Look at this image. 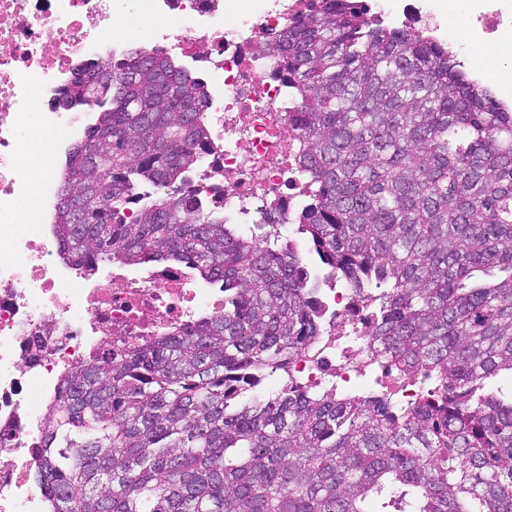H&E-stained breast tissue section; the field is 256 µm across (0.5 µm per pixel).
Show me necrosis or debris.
Here are the masks:
<instances>
[{
    "instance_id": "4bbe7bcc",
    "label": "necrosis or debris",
    "mask_w": 512,
    "mask_h": 512,
    "mask_svg": "<svg viewBox=\"0 0 512 512\" xmlns=\"http://www.w3.org/2000/svg\"><path fill=\"white\" fill-rule=\"evenodd\" d=\"M0 0V512H48L36 476L49 402L66 372L92 354L172 333L224 308L223 289L176 265L86 272L64 259L50 221L66 171L34 178L23 154L37 137L65 151L81 116L61 91L109 56L136 48L197 66L219 87L207 112L213 146L193 176L230 224L266 213L296 215L306 195L308 144L288 122V83L265 43L320 0ZM369 20L444 41L462 59L476 44L512 47V0H464V30L451 34L438 0H357ZM151 29L119 38L141 19ZM320 336L288 363V382L358 394L373 370L386 394L415 405L419 391L370 340L372 317L352 289L321 283ZM353 338L344 346L345 338Z\"/></svg>"
}]
</instances>
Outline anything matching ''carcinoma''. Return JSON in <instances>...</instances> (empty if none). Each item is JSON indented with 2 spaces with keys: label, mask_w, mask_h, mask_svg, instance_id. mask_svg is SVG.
Returning <instances> with one entry per match:
<instances>
[{
  "label": "carcinoma",
  "mask_w": 512,
  "mask_h": 512,
  "mask_svg": "<svg viewBox=\"0 0 512 512\" xmlns=\"http://www.w3.org/2000/svg\"><path fill=\"white\" fill-rule=\"evenodd\" d=\"M310 143L308 253L377 304L372 341L415 376L414 408L336 389H259L324 321L305 254L224 222L190 174L212 147L208 83L131 51L64 156L62 254L187 265L224 311L107 350L49 406L37 476L50 512H512V111L448 47L322 0L268 44Z\"/></svg>",
  "instance_id": "obj_1"
}]
</instances>
